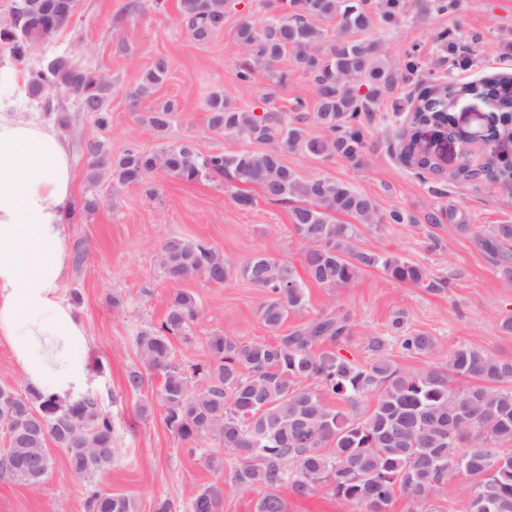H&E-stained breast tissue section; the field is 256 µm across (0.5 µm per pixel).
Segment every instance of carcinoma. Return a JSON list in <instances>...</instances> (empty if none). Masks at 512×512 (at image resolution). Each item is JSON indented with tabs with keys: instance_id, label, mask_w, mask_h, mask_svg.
I'll use <instances>...</instances> for the list:
<instances>
[{
	"instance_id": "obj_1",
	"label": "carcinoma",
	"mask_w": 512,
	"mask_h": 512,
	"mask_svg": "<svg viewBox=\"0 0 512 512\" xmlns=\"http://www.w3.org/2000/svg\"><path fill=\"white\" fill-rule=\"evenodd\" d=\"M412 7L411 0H281L261 21L244 20L235 37L248 58L236 77L251 82L264 73L271 90L286 74L278 68L288 57L307 75L316 100L308 110L296 101L294 115L274 109L257 114L234 106L221 91L206 99L209 125L263 150L243 148L231 153L202 155L190 143L147 151L138 145L114 158L101 139L85 143L91 179L100 172L112 182L145 185L158 170L185 182L214 176L243 184H258L273 202L299 204L291 209L294 232L305 244L303 266L308 278L325 288H345L367 268L382 266L395 281L421 283L423 270L398 258H382L358 245L359 224H404L411 217L399 209L378 214L374 201L348 182L326 176L304 178L283 162V153L298 151L311 158H342L353 166L364 161L367 118L398 73L386 65L377 44L356 38L373 20L386 29L398 25ZM227 0H179L181 23L199 42L224 30ZM337 23L338 35L327 36L325 23ZM55 12L35 10L26 17L14 10L0 23V43L9 48L17 67L29 72L28 99L54 112L55 123L69 128L71 116L53 110L41 95L54 84L69 92L79 110L100 131L112 122L108 102L112 83L103 74L78 71L62 61L51 69L30 67L33 50L58 35ZM167 65L158 61L136 84L135 99L151 96L166 78ZM512 81L492 77L480 92L499 112L494 117L493 144L481 160H468L445 175L425 150L427 130L454 133V103L468 86L445 83L428 74L410 102L409 127L401 141L405 163L421 172L443 175L456 183L482 180L512 191ZM368 92L360 94L361 89ZM177 105L161 102L142 118L159 135L171 124ZM321 133L309 135L308 121ZM345 214L354 224H339ZM512 239V225L499 224L482 239L503 272L512 274V254L500 250V240ZM160 266L165 277L183 283L197 276L222 284L231 269L224 254L179 236L162 244ZM242 277L266 295L258 314L272 332L283 326L288 311L306 304L304 282L290 264L257 255L239 269ZM200 317L193 294L175 290L157 328L138 334L142 367L127 374L131 392L140 391L149 376H161L157 396L165 421L185 442L210 437L236 453L232 481L247 490H260L257 512H285L279 494L288 487L297 497L326 488L328 493L362 512H386L395 491L420 501L440 484L458 477L469 481L468 512H512V360L460 345L446 362L423 371L395 364L382 338L370 341L376 358L360 364L338 350L349 331L340 311L319 313L275 342L242 341L233 333L208 337L212 362L188 374L176 362L173 340L189 339ZM411 353L431 354L433 337L415 333L401 340ZM201 380L194 381V376ZM465 385L455 387L453 383ZM340 401L332 407L329 399ZM0 430L7 435L0 448V471L31 489L43 484L51 467L48 443L65 451L73 476L92 480L112 466V419L99 398L90 393L74 402L19 393L0 384ZM224 486L199 491L186 512H220ZM86 512H134L122 495L91 489Z\"/></svg>"
}]
</instances>
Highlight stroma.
I'll return each mask as SVG.
<instances>
[{
    "label": "stroma",
    "mask_w": 512,
    "mask_h": 512,
    "mask_svg": "<svg viewBox=\"0 0 512 512\" xmlns=\"http://www.w3.org/2000/svg\"><path fill=\"white\" fill-rule=\"evenodd\" d=\"M128 0H80L73 21L52 41L39 44L34 59L67 55L82 67L106 75L112 83V127L101 133L79 112L67 95L53 96L55 108L68 112L73 124L65 134L74 150L75 195L94 193L106 204L91 214L75 213L73 241L83 242L88 256L81 269L70 270L60 286L62 299L71 291L82 297L77 308L90 337L89 360L94 392L112 419L116 454L112 467L94 478L98 489L128 496L135 512H153L157 500L186 507L206 486L223 483L221 512H256L258 491L241 490L230 472L207 468L215 457L235 458L234 451L211 438L179 440L165 423V410L153 378L142 392L126 389L130 369L140 367L136 337L160 326L175 283L159 264L161 246L172 235L224 252L237 270L258 254L303 267L304 245L295 234L289 204L269 201L260 186L230 185L221 178L188 183L164 172L151 178L153 193L141 186H118L109 175L91 179L83 144L104 137L112 155L137 144L145 149L191 142L202 154L232 152L243 143L215 132L208 124L205 102L221 91L236 106L262 111L268 91L264 75L243 84L236 77L245 53L235 39L241 19H260L277 0H229L224 29L208 43H195L180 22L177 0H139L129 15ZM416 0L401 23L389 30L371 27L365 40L379 43L388 65L402 70L409 53H417L422 70L458 85H477L495 74L512 75V0H456L447 13L425 10ZM465 50L468 62L452 66L446 45ZM165 61V81L148 98L133 100L129 91L157 61ZM415 80H400L383 92L367 124L362 165L336 158L320 162L299 152L284 156L301 176H329L347 181L368 194L379 212L398 208L409 215L405 224L360 225L359 244L384 258L396 257L421 267L422 284L391 279L382 267L367 269L345 288L307 283V305L290 311L283 332L320 312L343 310L350 316L345 355L371 361V338H384L393 360L403 369L420 371L460 345L512 359V331L502 326L512 317V275H504L481 245L500 224L512 225V192L491 183L457 184L428 173L417 174L399 159V135L415 97ZM172 99L176 117L164 139L145 132L142 116L156 103ZM252 197L241 207L236 197ZM438 223H430L428 214ZM201 308L189 341H176L175 360L184 369L206 365L208 336L233 332L241 340L276 341L277 334L261 322L258 309L265 299L260 288L235 273L224 284L202 277L185 282ZM119 307H112L111 298ZM425 333L433 337L431 355L410 354L402 337ZM52 465L44 484L31 490L0 475V512H84L85 486L72 475L63 449L50 448ZM464 481L440 485L417 503L395 494L389 512H465Z\"/></svg>",
    "instance_id": "stroma-1"
}]
</instances>
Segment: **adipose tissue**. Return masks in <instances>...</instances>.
<instances>
[{"mask_svg":"<svg viewBox=\"0 0 512 512\" xmlns=\"http://www.w3.org/2000/svg\"><path fill=\"white\" fill-rule=\"evenodd\" d=\"M73 181L71 147L59 130L0 116V338L26 388L69 402L92 383L89 338L59 295Z\"/></svg>","mask_w":512,"mask_h":512,"instance_id":"adipose-tissue-1","label":"adipose tissue"}]
</instances>
